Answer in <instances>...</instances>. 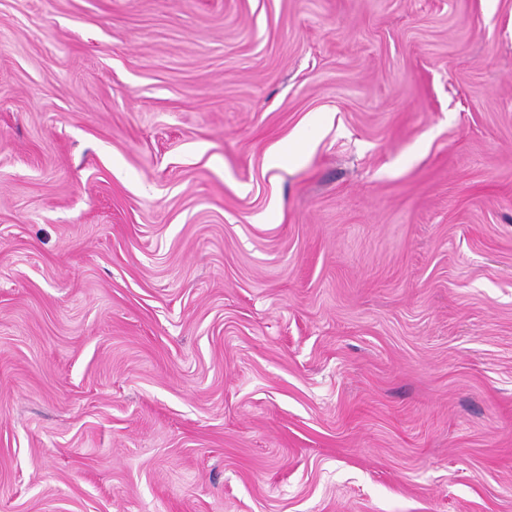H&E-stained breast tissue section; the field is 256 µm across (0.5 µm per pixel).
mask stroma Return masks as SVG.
Returning a JSON list of instances; mask_svg holds the SVG:
<instances>
[{
	"label": "stroma",
	"instance_id": "1",
	"mask_svg": "<svg viewBox=\"0 0 512 512\" xmlns=\"http://www.w3.org/2000/svg\"><path fill=\"white\" fill-rule=\"evenodd\" d=\"M0 512H512V0H0Z\"/></svg>",
	"mask_w": 512,
	"mask_h": 512
}]
</instances>
